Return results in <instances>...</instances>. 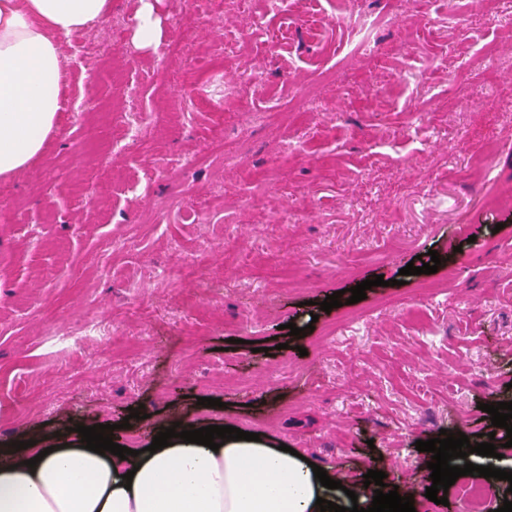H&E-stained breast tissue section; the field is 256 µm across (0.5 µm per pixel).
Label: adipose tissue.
Segmentation results:
<instances>
[{"mask_svg": "<svg viewBox=\"0 0 512 512\" xmlns=\"http://www.w3.org/2000/svg\"><path fill=\"white\" fill-rule=\"evenodd\" d=\"M111 13L112 0H0V177L24 170L57 128L63 38ZM319 498L340 500L265 440L214 451L175 438L124 459L80 445L43 457L0 448V512H320Z\"/></svg>", "mask_w": 512, "mask_h": 512, "instance_id": "adipose-tissue-1", "label": "adipose tissue"}]
</instances>
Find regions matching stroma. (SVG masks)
Listing matches in <instances>:
<instances>
[{"label": "stroma", "mask_w": 512, "mask_h": 512, "mask_svg": "<svg viewBox=\"0 0 512 512\" xmlns=\"http://www.w3.org/2000/svg\"><path fill=\"white\" fill-rule=\"evenodd\" d=\"M113 2L64 42L59 95L87 90V106L62 113L42 153L0 178V398L26 393L0 409V444L75 446L60 429L116 424L122 443L143 446L174 417L229 421L352 484L385 472L411 486L416 512H462L456 490L444 505L426 498L429 457L415 443L490 433L483 405L512 401V265L491 260L512 251V27L487 22L492 0H292L289 18L263 16L285 43H255L240 34L260 0L188 32L173 24L184 0H158L164 40L185 46L169 61L134 47L132 0ZM353 10L383 21L373 62L343 68ZM314 14L325 19L316 34ZM406 16L447 22L408 30ZM89 45L94 64L73 67ZM486 46L496 61L460 92L453 74ZM219 57L223 71H211ZM408 69L421 81L405 92L394 79ZM256 82L297 106L311 87L319 100L301 124L273 128L257 119ZM201 98L214 109L197 110ZM123 108L148 113L151 150L128 140ZM218 132L237 165L181 167ZM291 139L307 150L282 158ZM129 181L145 194L117 192ZM121 233L128 245L112 251ZM435 255L426 279L439 291L417 295V275L396 285ZM164 266L186 273L161 284ZM379 275L365 299L311 318V303ZM131 276L142 279L134 296L121 286ZM91 307L129 355L93 337L70 349L61 332ZM351 311L360 320L317 347Z\"/></svg>", "instance_id": "1"}]
</instances>
